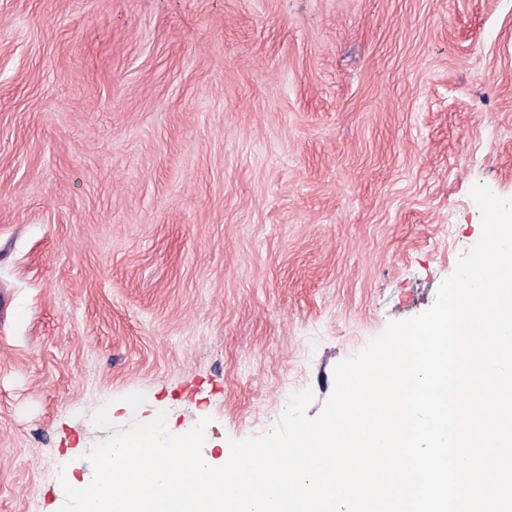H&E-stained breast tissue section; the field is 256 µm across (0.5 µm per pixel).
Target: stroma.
<instances>
[{
  "label": "stroma",
  "mask_w": 512,
  "mask_h": 512,
  "mask_svg": "<svg viewBox=\"0 0 512 512\" xmlns=\"http://www.w3.org/2000/svg\"><path fill=\"white\" fill-rule=\"evenodd\" d=\"M512 198V0H0V512L119 427L272 428Z\"/></svg>",
  "instance_id": "stroma-1"
}]
</instances>
